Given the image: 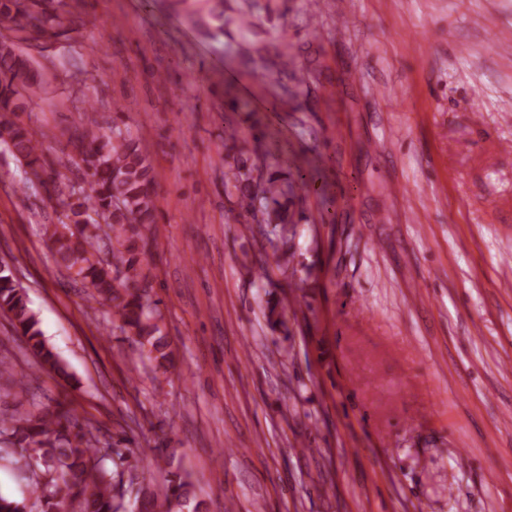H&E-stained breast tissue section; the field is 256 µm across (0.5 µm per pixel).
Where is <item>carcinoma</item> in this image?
Returning a JSON list of instances; mask_svg holds the SVG:
<instances>
[{
    "label": "carcinoma",
    "mask_w": 512,
    "mask_h": 512,
    "mask_svg": "<svg viewBox=\"0 0 512 512\" xmlns=\"http://www.w3.org/2000/svg\"><path fill=\"white\" fill-rule=\"evenodd\" d=\"M57 0H0V30L12 33L45 34L61 27L67 17L58 12ZM265 69L301 83L304 78L288 71V53L279 51L275 58L248 57ZM38 82L37 75L19 56L13 43L0 40V144L4 145L37 180L50 190L55 178L54 166L44 155L36 132L16 119L21 108L22 93ZM255 145L241 140L234 132L228 141L237 156L231 167L230 181L235 190L239 209L255 224L274 225L275 237L262 232L266 244L259 245L256 263L265 273L266 249L287 254L289 234L294 222L288 212L290 196L302 186L288 188L266 171L260 153L258 135ZM74 152L68 163L82 170V185L75 191L76 200L66 203L65 218L71 224L82 225L74 232L65 226L52 224L46 233L52 242L57 263L77 276L92 289V295L111 303L113 316L121 321L120 330L137 337L140 345L150 346L156 360H167L169 354L160 337L161 314L138 293L137 284L148 279L137 266V253L149 246L144 235L146 225L155 223L159 198L155 190V173L142 138L116 124L112 136L104 139L93 114L85 113L71 136ZM105 224L106 236L112 244L110 256L103 257L98 246V230ZM287 307L281 302H267L265 316L271 330L284 324ZM0 311L10 316L16 332L25 338L26 350L41 365L64 372L57 356L48 347L39 321L30 309L25 292L17 286L11 272L0 270ZM13 378L20 392L28 389L30 379L16 377L15 365L0 360V378ZM0 435L8 436L16 452L0 455L18 469L28 467V461L42 464L50 477L46 482L35 481L33 493L40 494L41 512H68L76 505L79 512H119L125 507L123 477L133 484L138 470L151 467L153 457L139 454L125 445L110 448L97 446L98 439L83 426L74 411L63 403L46 407L34 414L14 409L0 411ZM189 501V482L178 469L168 472L164 504L168 512H183Z\"/></svg>",
    "instance_id": "cac0c4a2"
}]
</instances>
